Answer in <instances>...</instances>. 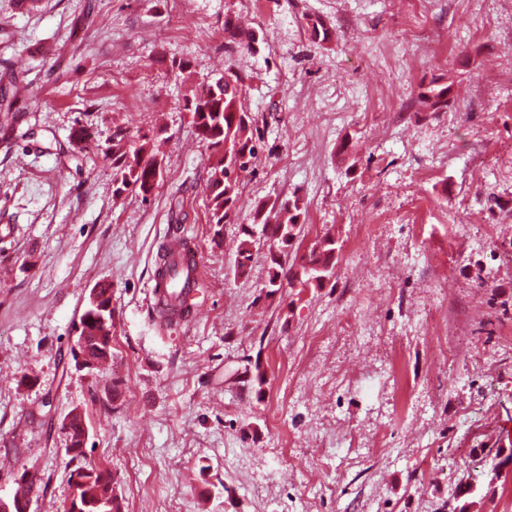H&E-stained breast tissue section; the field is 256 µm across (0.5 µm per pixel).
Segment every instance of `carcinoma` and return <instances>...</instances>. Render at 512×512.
I'll list each match as a JSON object with an SVG mask.
<instances>
[{"mask_svg":"<svg viewBox=\"0 0 512 512\" xmlns=\"http://www.w3.org/2000/svg\"><path fill=\"white\" fill-rule=\"evenodd\" d=\"M310 38L315 42L329 40V28L318 18L307 21ZM224 31L240 38L238 44L248 51L255 50L256 31L238 32L230 17L224 18ZM246 91L245 78L238 75L232 82L219 78L186 98L185 110L191 113L192 124L200 142L210 151L209 175L206 183L211 223L231 224L242 195V177L253 165L257 155L258 133L253 131L252 118L242 104ZM453 84L442 76L433 77L419 86L417 98L425 112H446L451 101ZM157 155L150 143H137L119 133L112 143V169L123 187H132L144 196L158 186L162 171L154 167ZM306 206L297 195L268 212L259 203L253 210L252 223L242 230L237 250L236 273L243 275L249 268L256 243L255 227L262 226V235L273 240L270 264L265 284L267 295L281 288L298 285L319 288L332 277L336 259V240L326 234L302 254L294 248ZM98 304L87 302L79 318L80 334L86 338V352L100 362L112 359V311L110 287L97 288ZM66 434L65 452L70 461L80 464L69 472L71 501L69 512H123L112 474L98 464L85 460L87 430L77 416H68L62 423Z\"/></svg>","mask_w":512,"mask_h":512,"instance_id":"carcinoma-1","label":"carcinoma"}]
</instances>
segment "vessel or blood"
I'll use <instances>...</instances> for the list:
<instances>
[{
	"label": "vessel or blood",
	"instance_id": "obj_1",
	"mask_svg": "<svg viewBox=\"0 0 512 512\" xmlns=\"http://www.w3.org/2000/svg\"><path fill=\"white\" fill-rule=\"evenodd\" d=\"M168 249L184 269L164 273L155 279L154 296L158 314L170 325L184 323L198 311L196 302L200 286V271L195 268V250L192 241L180 232H173Z\"/></svg>",
	"mask_w": 512,
	"mask_h": 512
}]
</instances>
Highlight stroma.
<instances>
[{
	"instance_id": "stroma-1",
	"label": "stroma",
	"mask_w": 512,
	"mask_h": 512,
	"mask_svg": "<svg viewBox=\"0 0 512 512\" xmlns=\"http://www.w3.org/2000/svg\"><path fill=\"white\" fill-rule=\"evenodd\" d=\"M263 31L231 45L226 15ZM321 19L329 42L310 39ZM187 64L178 70L176 61ZM262 136L238 221L214 225L209 152L184 98L225 64ZM454 84L423 112L421 82ZM0 498L66 512L63 419L124 512H512V0H0ZM152 139L151 195L117 191L112 135ZM357 144L354 165L337 157ZM300 196L301 250L332 232L334 275L267 295L266 249L235 259L258 201ZM202 305L149 302L174 223ZM112 286V363L75 372V325ZM264 384L233 380L245 365Z\"/></svg>"
}]
</instances>
